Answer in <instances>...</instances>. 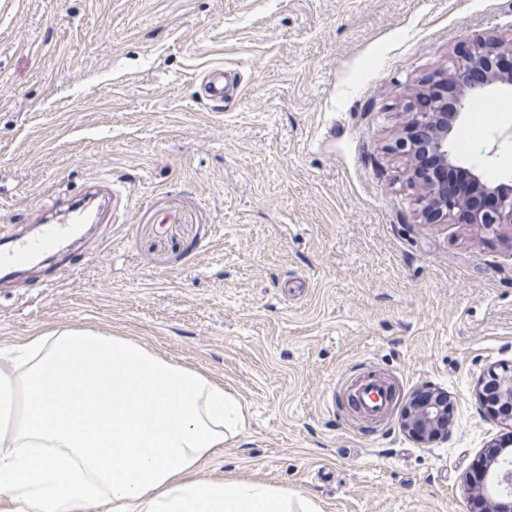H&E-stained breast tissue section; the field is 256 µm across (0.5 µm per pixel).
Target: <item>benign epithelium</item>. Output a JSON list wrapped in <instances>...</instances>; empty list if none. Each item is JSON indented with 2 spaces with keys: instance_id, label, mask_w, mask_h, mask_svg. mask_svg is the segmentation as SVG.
Here are the masks:
<instances>
[{
  "instance_id": "obj_1",
  "label": "benign epithelium",
  "mask_w": 512,
  "mask_h": 512,
  "mask_svg": "<svg viewBox=\"0 0 512 512\" xmlns=\"http://www.w3.org/2000/svg\"><path fill=\"white\" fill-rule=\"evenodd\" d=\"M446 84L458 88L457 107L452 112L439 111L438 103L429 107L409 105L412 118L404 132L390 146V151L408 159V180L419 183L424 191L425 218L430 224H438L467 207V203L448 192L434 176H424L416 166L420 148H427L443 166H455V160L448 150V142L461 133V121L465 111L478 101L492 96V90L500 86L512 87V44H475L472 50L460 57L453 73L443 78L431 79V85ZM461 173L470 181L477 194L495 195L499 188L490 185L483 175L475 170L463 168ZM468 223L490 230L499 224H512V194L500 197L492 210L471 209L467 212ZM493 393L501 403L512 409V370L493 374ZM452 404L448 394L427 388L425 393H412L402 413V428L418 442H427L437 432H449ZM497 456L485 464L486 483L478 491L489 504L488 512H512V463L500 465L501 460L512 458V441L493 444Z\"/></svg>"
}]
</instances>
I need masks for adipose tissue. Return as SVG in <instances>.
I'll use <instances>...</instances> for the list:
<instances>
[{"label":"adipose tissue","mask_w":512,"mask_h":512,"mask_svg":"<svg viewBox=\"0 0 512 512\" xmlns=\"http://www.w3.org/2000/svg\"><path fill=\"white\" fill-rule=\"evenodd\" d=\"M223 384L123 336L61 327L0 365L7 512H318L286 487L201 469L245 429Z\"/></svg>","instance_id":"ef3b65f1"}]
</instances>
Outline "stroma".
Masks as SVG:
<instances>
[{
  "mask_svg": "<svg viewBox=\"0 0 512 512\" xmlns=\"http://www.w3.org/2000/svg\"><path fill=\"white\" fill-rule=\"evenodd\" d=\"M512 0H0V241L82 238L0 281V346L60 327L131 338L223 382L249 425L205 466L321 512H481L466 477L508 429L476 396L512 366V224H427L388 146L409 100ZM241 75L223 111L198 95ZM457 163L512 185V117ZM390 378L370 421L348 378ZM448 438L400 428L416 389ZM419 392L425 393L417 394ZM451 412L448 394L430 388L420 389L412 393L404 406L402 428L416 441L425 443L438 431L449 432Z\"/></svg>",
  "mask_w": 512,
  "mask_h": 512,
  "instance_id": "35a3bbf8",
  "label": "stroma"
}]
</instances>
